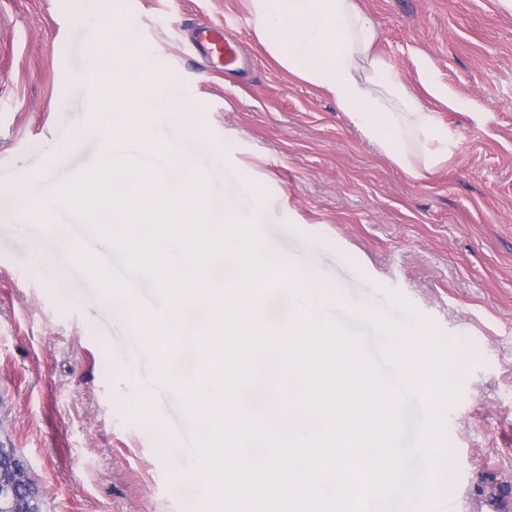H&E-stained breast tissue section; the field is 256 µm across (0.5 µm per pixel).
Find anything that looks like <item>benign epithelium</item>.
I'll use <instances>...</instances> for the list:
<instances>
[{
    "label": "benign epithelium",
    "mask_w": 512,
    "mask_h": 512,
    "mask_svg": "<svg viewBox=\"0 0 512 512\" xmlns=\"http://www.w3.org/2000/svg\"><path fill=\"white\" fill-rule=\"evenodd\" d=\"M0 512H40L29 463L16 448L2 444Z\"/></svg>",
    "instance_id": "1"
}]
</instances>
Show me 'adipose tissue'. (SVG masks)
Instances as JSON below:
<instances>
[{"instance_id":"adipose-tissue-1","label":"adipose tissue","mask_w":512,"mask_h":512,"mask_svg":"<svg viewBox=\"0 0 512 512\" xmlns=\"http://www.w3.org/2000/svg\"><path fill=\"white\" fill-rule=\"evenodd\" d=\"M258 42L293 77L326 92L378 152L419 181L457 147L437 110L406 92L374 54L376 29L357 0H249Z\"/></svg>"}]
</instances>
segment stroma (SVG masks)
<instances>
[{
	"instance_id": "1",
	"label": "stroma",
	"mask_w": 512,
	"mask_h": 512,
	"mask_svg": "<svg viewBox=\"0 0 512 512\" xmlns=\"http://www.w3.org/2000/svg\"><path fill=\"white\" fill-rule=\"evenodd\" d=\"M358 2L411 92L423 95L427 60L456 99L441 117L459 147L428 179H409L290 77L257 42L246 0H118L116 22L97 25L73 0H0V185L47 199L109 153L112 119L92 102L113 66L149 63L192 123H156L152 105L144 125L242 217L260 213L271 249L341 289L337 319L357 322L361 305L392 313L396 294L453 344L444 376L458 397L439 408L448 476L428 496L484 512L486 495L512 491V12L499 0ZM199 25L223 28L236 61L212 66L189 40ZM101 296L40 224L0 201V428L43 512H207L168 457L181 394L155 380L150 348ZM131 363L153 383L144 408L126 392Z\"/></svg>"
}]
</instances>
